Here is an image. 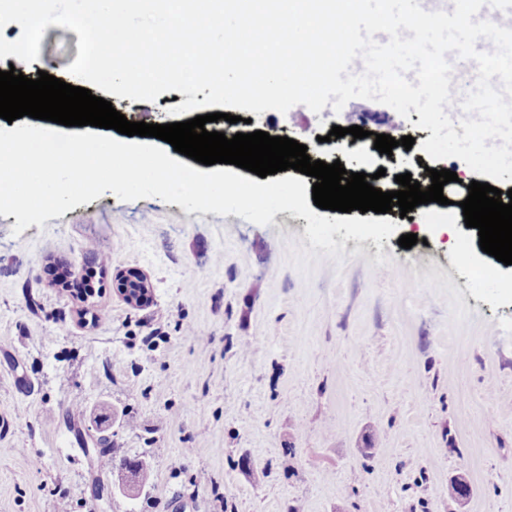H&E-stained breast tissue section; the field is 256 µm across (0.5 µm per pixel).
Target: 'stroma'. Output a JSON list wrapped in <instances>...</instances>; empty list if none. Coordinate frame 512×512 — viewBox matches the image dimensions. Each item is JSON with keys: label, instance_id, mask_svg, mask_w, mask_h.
<instances>
[{"label": "stroma", "instance_id": "stroma-1", "mask_svg": "<svg viewBox=\"0 0 512 512\" xmlns=\"http://www.w3.org/2000/svg\"><path fill=\"white\" fill-rule=\"evenodd\" d=\"M78 41L46 27L25 75L69 80ZM186 99L111 102L167 124ZM364 112L416 144L390 156L357 144L341 164L385 169L384 188L459 171L443 191L456 240L402 248L423 218L393 210L397 234H334L340 259L305 273L290 252L309 247L308 222L289 211L261 226L108 192L18 235L0 216V512H512V265L464 223L475 173L420 150L431 132L418 113L371 100L241 116L321 160L332 126ZM478 268L492 279L475 281ZM129 269L147 275L150 304L119 295ZM99 419L111 461L150 470L137 495L87 455ZM455 482L466 497L449 494Z\"/></svg>", "mask_w": 512, "mask_h": 512}]
</instances>
